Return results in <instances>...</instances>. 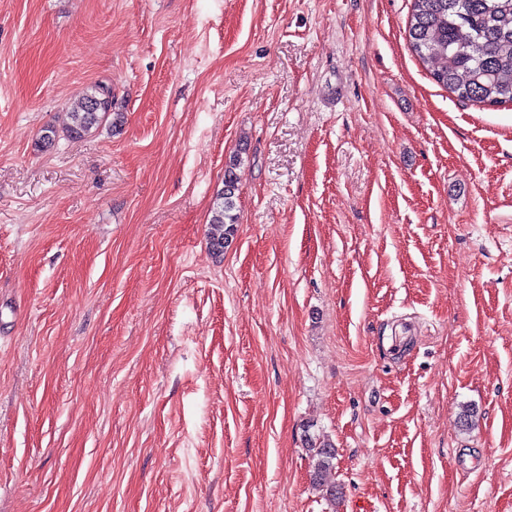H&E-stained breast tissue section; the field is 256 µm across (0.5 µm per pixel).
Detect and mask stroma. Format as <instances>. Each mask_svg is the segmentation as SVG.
<instances>
[{"mask_svg":"<svg viewBox=\"0 0 512 512\" xmlns=\"http://www.w3.org/2000/svg\"><path fill=\"white\" fill-rule=\"evenodd\" d=\"M411 5L0 0V512H512V105ZM112 108V88L97 83L87 88L85 94L71 108L66 133L71 138H81L97 129L112 116V125L121 121V113ZM241 161L238 154L229 158L224 170V187L217 193L210 210V246L216 253L224 251L225 245L236 232L238 216L234 211L239 186L235 170L241 165ZM303 434L304 444L309 451L312 461L311 480L320 490H325L333 500L340 498L342 492L332 479V471L335 468L336 454L334 448L324 441H317L315 435H311L310 429H305Z\"/></svg>","mask_w":512,"mask_h":512,"instance_id":"1","label":"stroma"}]
</instances>
